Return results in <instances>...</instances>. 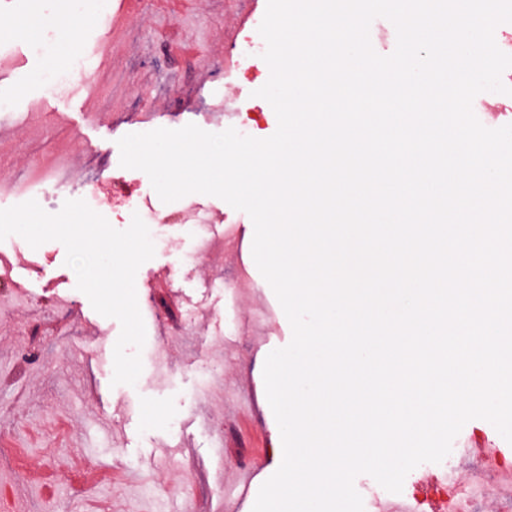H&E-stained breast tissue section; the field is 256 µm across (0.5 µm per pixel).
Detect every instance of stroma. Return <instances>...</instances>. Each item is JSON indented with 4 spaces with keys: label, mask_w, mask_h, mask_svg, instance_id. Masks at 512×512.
I'll return each mask as SVG.
<instances>
[{
    "label": "stroma",
    "mask_w": 512,
    "mask_h": 512,
    "mask_svg": "<svg viewBox=\"0 0 512 512\" xmlns=\"http://www.w3.org/2000/svg\"><path fill=\"white\" fill-rule=\"evenodd\" d=\"M102 2L0 0V104L16 112L0 120V209L24 203L9 184L37 141L66 157L74 177L95 163L90 206L115 229L135 211L113 196L114 180L150 199L140 215L155 255L135 277L143 369L135 384H113L120 323L77 289L63 244L0 241V502L19 512H252L283 456L262 362L291 342L290 322L247 247L250 216L199 193L163 202L146 173L121 167L117 142L190 123L223 132L207 100L232 91L227 47L267 0H134L112 32ZM18 13L40 17L51 56L31 52ZM51 69L107 89L111 110L48 91ZM17 263L24 280L4 281ZM241 278L247 287H235ZM211 363L224 389L203 404ZM228 419L247 423L263 456L245 491L214 477L219 467L232 477L241 461L232 450L223 464L213 458Z\"/></svg>",
    "instance_id": "obj_1"
}]
</instances>
